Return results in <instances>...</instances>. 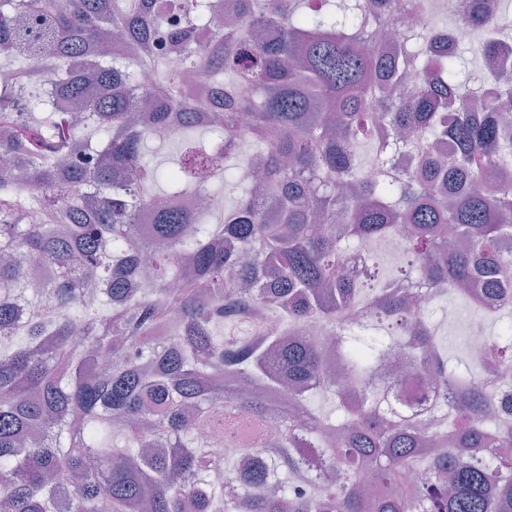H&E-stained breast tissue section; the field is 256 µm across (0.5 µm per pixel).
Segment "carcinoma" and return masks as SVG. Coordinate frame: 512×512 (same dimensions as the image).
I'll return each instance as SVG.
<instances>
[{
    "label": "carcinoma",
    "instance_id": "obj_1",
    "mask_svg": "<svg viewBox=\"0 0 512 512\" xmlns=\"http://www.w3.org/2000/svg\"><path fill=\"white\" fill-rule=\"evenodd\" d=\"M472 2L469 22L512 38L504 0ZM223 4L0 0V71L29 78L0 89V512H512V421L488 399L512 324L463 373L408 288L417 274L433 301L512 315V129L473 86L512 103V68L460 79L432 22L387 51L386 28L434 0H245L202 35ZM113 26L129 51L107 57ZM163 44L223 82L224 111L165 69ZM174 109L187 120L157 134ZM149 138L181 142L178 162L150 165ZM396 152L423 164L395 173ZM196 167L244 193L181 210L169 199ZM381 242L405 265L368 254L346 275L352 249ZM271 316L320 323L352 390L325 381L323 340L263 334ZM398 347L452 391L453 425L405 409L401 381L373 382ZM207 435L237 449L216 464L239 493L209 480ZM420 464L428 478L408 482Z\"/></svg>",
    "mask_w": 512,
    "mask_h": 512
}]
</instances>
